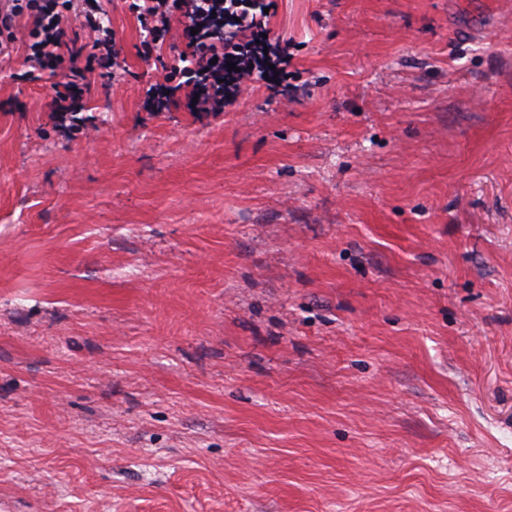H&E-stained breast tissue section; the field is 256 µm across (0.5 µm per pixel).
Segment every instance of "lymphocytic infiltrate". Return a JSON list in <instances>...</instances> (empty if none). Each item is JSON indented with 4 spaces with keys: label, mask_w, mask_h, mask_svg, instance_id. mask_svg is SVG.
<instances>
[{
    "label": "lymphocytic infiltrate",
    "mask_w": 512,
    "mask_h": 512,
    "mask_svg": "<svg viewBox=\"0 0 512 512\" xmlns=\"http://www.w3.org/2000/svg\"><path fill=\"white\" fill-rule=\"evenodd\" d=\"M31 24H23L20 0H0V31L14 32L26 25L28 58L40 70L67 64L61 80L51 83L52 109L65 115L83 111V96L91 89L87 67L81 66L83 48L70 43L62 28L65 15L79 10L80 24L95 35L92 48L112 58L115 34L102 0H30ZM266 0H188L183 24L190 36L177 75L186 79L191 96L222 107L245 82L262 84L274 97L291 91L288 82V50L268 38ZM236 69H229V62Z\"/></svg>",
    "instance_id": "lymphocytic-infiltrate-1"
}]
</instances>
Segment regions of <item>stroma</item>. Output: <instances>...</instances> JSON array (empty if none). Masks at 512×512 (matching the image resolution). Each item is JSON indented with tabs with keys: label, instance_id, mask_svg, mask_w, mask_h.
Returning <instances> with one entry per match:
<instances>
[{
	"label": "stroma",
	"instance_id": "obj_1",
	"mask_svg": "<svg viewBox=\"0 0 512 512\" xmlns=\"http://www.w3.org/2000/svg\"><path fill=\"white\" fill-rule=\"evenodd\" d=\"M81 122L0 56V512H512V0H273L294 97Z\"/></svg>",
	"mask_w": 512,
	"mask_h": 512
}]
</instances>
